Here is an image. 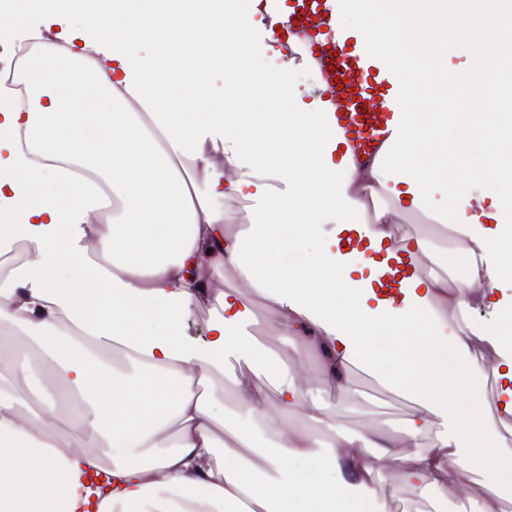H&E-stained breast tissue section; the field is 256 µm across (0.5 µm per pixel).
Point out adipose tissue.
<instances>
[{
    "instance_id": "1",
    "label": "adipose tissue",
    "mask_w": 512,
    "mask_h": 512,
    "mask_svg": "<svg viewBox=\"0 0 512 512\" xmlns=\"http://www.w3.org/2000/svg\"><path fill=\"white\" fill-rule=\"evenodd\" d=\"M498 5L347 0L344 15L367 33L438 31L486 75L501 57L476 59L478 43L512 51ZM0 12L40 73L23 95L0 90V257L25 251L0 272V455L14 461L0 512H391L382 460L418 500L476 467L462 512H497L512 474L498 436L512 422V91L488 101V123L464 104L416 111L421 84L448 73L441 56L373 43L407 111L359 166L294 82L302 63L263 39L280 18L260 0H0ZM228 198L251 201L249 224L225 223ZM402 212L431 221L440 246L396 237ZM350 231L419 260L398 297L377 291V261L343 246ZM288 253L302 265H282ZM193 308L210 314L207 340L185 331ZM262 321L300 344L260 343ZM301 354L323 355L317 372ZM356 369L410 403L397 431L337 423L322 394L352 393ZM53 377L81 402L76 424L51 419ZM88 470L96 486L80 482Z\"/></svg>"
}]
</instances>
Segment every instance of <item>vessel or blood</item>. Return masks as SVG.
Instances as JSON below:
<instances>
[{
    "instance_id": "b4317fda",
    "label": "vessel or blood",
    "mask_w": 512,
    "mask_h": 512,
    "mask_svg": "<svg viewBox=\"0 0 512 512\" xmlns=\"http://www.w3.org/2000/svg\"><path fill=\"white\" fill-rule=\"evenodd\" d=\"M271 11L287 10L288 36L300 41L295 59L312 60L319 71V98L333 112L335 128L361 165L374 162L391 142L405 110L404 95L384 58L355 30L342 26L345 0H263ZM408 262L388 259L379 290L398 295Z\"/></svg>"
}]
</instances>
